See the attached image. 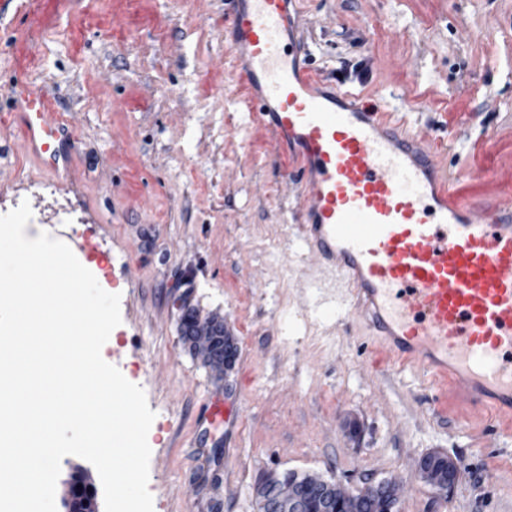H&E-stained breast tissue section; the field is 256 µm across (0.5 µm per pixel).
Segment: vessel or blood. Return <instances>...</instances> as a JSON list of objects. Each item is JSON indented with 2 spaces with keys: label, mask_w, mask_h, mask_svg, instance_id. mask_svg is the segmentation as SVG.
Masks as SVG:
<instances>
[{
  "label": "vessel or blood",
  "mask_w": 512,
  "mask_h": 512,
  "mask_svg": "<svg viewBox=\"0 0 512 512\" xmlns=\"http://www.w3.org/2000/svg\"><path fill=\"white\" fill-rule=\"evenodd\" d=\"M132 0H0L11 13V99L24 145L47 167H69L72 130L33 80L39 47L64 28L71 56L111 31ZM294 0H224L230 56L252 89L253 118L275 151L297 160L303 241L347 284L346 310L396 372L428 377L461 415L489 410L512 431V206L493 221L457 199L405 117L306 78Z\"/></svg>",
  "instance_id": "1"
}]
</instances>
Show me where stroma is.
Here are the masks:
<instances>
[{
	"label": "stroma",
	"instance_id": "35a3bbf8",
	"mask_svg": "<svg viewBox=\"0 0 512 512\" xmlns=\"http://www.w3.org/2000/svg\"><path fill=\"white\" fill-rule=\"evenodd\" d=\"M313 80L405 113L457 195L486 216L512 199V0H296ZM122 27L88 35L73 62L50 33L35 74L75 119L59 176L0 112V215L29 202L46 232L121 296L104 359L141 386L154 512H258L271 472L400 482V512H512V437L493 415L454 423L423 375L395 373L349 315L317 308L339 292L301 247L296 160L249 117L229 58L224 0H143ZM465 93H458V86ZM496 166L498 179L479 173ZM223 316L238 355L218 379L179 335L183 305ZM221 396L234 416L212 428ZM359 434L350 437L348 427ZM438 452L461 467L451 496L416 474Z\"/></svg>",
	"mask_w": 512,
	"mask_h": 512
}]
</instances>
